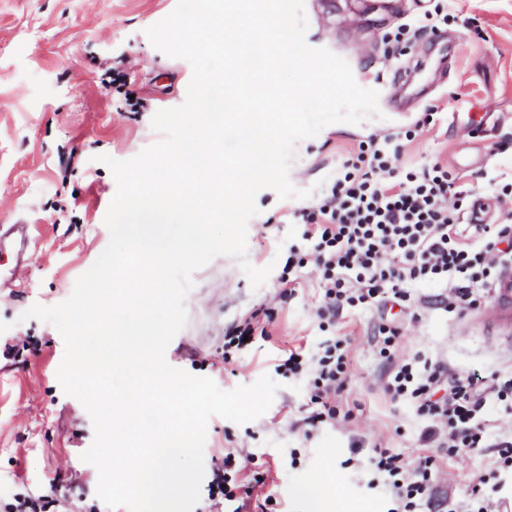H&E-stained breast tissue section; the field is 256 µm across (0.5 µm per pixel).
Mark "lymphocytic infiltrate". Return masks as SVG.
<instances>
[{
  "label": "lymphocytic infiltrate",
  "instance_id": "lymphocytic-infiltrate-1",
  "mask_svg": "<svg viewBox=\"0 0 512 512\" xmlns=\"http://www.w3.org/2000/svg\"><path fill=\"white\" fill-rule=\"evenodd\" d=\"M397 158L394 136L360 141L319 202L301 210L309 247L289 261L288 274L278 284L280 297L294 294L298 269L311 263L321 272L319 317L335 315L344 306L367 309L389 301L410 307L423 300L451 312L473 305L480 291L512 264V222L479 224L473 234H465L461 218L467 196L455 190L447 167L435 163L400 172ZM422 285L435 287V294L419 298L415 290ZM400 339L398 326L379 325L375 350L389 369L384 390L415 403L417 413L430 419L424 437L435 442L437 451L412 465L377 448L369 463L395 503L392 512H421L431 500L438 457L492 445L499 466L512 469V438L490 439L478 419L490 400L512 408V378L488 381L449 372L441 361L397 359ZM282 367L295 376H311L310 424L351 418V410L337 401L350 375L347 337L328 339L309 356L299 348L289 350Z\"/></svg>",
  "mask_w": 512,
  "mask_h": 512
}]
</instances>
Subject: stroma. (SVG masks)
I'll list each match as a JSON object with an SVG mask.
<instances>
[{"instance_id": "stroma-1", "label": "stroma", "mask_w": 512, "mask_h": 512, "mask_svg": "<svg viewBox=\"0 0 512 512\" xmlns=\"http://www.w3.org/2000/svg\"><path fill=\"white\" fill-rule=\"evenodd\" d=\"M304 3L307 44L344 58L358 85L378 91L381 114L358 125L333 123L298 141L288 176L306 198L261 190L245 259L220 255L192 275L188 323L168 345L167 362L225 391L264 376L278 385L270 408L252 422L210 418L192 512H310L302 488L324 475L366 512H391L369 456L380 447L412 462L430 447L421 439L427 420L411 402L382 391L379 324L400 327L399 358L442 359L455 371L487 376L512 373V325L497 321L489 293L452 313L390 303L346 308L323 323L320 273L310 265L292 297L276 296L290 248L304 245L305 226L294 211L315 205L369 136L398 134L401 168L447 166L457 185L487 201L492 219L512 211V202L498 199L501 183L512 180V0H395L389 16L362 14L357 0ZM176 4L0 0V225L20 220L26 232L23 253L0 246V512L19 494L42 498L43 512H109L96 494V468L81 459L93 442L92 420L57 378L64 341L51 324L22 314L66 300L109 242L105 216L117 184L100 156L134 158L162 138L151 126L155 113L186 100L191 65L154 48L145 34ZM428 11L448 23L399 48L388 44L398 26ZM431 108L436 121L417 127ZM406 130L411 138H403ZM244 260L271 267L259 289L243 273ZM260 308L274 314L267 336L225 349L227 327ZM338 333L348 335L351 357L339 399L353 416L312 427L309 377L286 376L276 366L286 349L312 353ZM228 451L237 460L228 474L233 497L218 507L209 487ZM257 474L274 496L265 506L244 495ZM434 483L457 502L476 489L512 504V472L489 448L442 459Z\"/></svg>"}]
</instances>
